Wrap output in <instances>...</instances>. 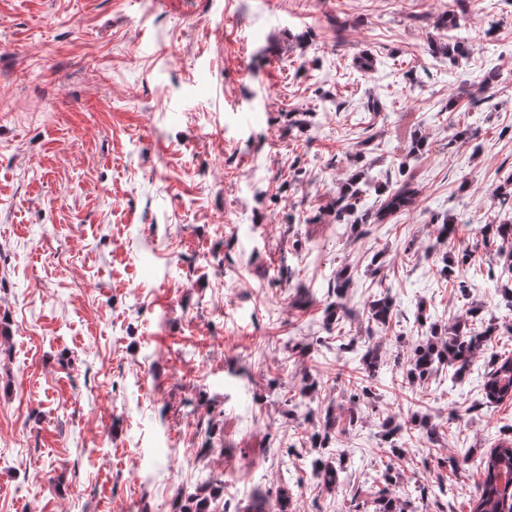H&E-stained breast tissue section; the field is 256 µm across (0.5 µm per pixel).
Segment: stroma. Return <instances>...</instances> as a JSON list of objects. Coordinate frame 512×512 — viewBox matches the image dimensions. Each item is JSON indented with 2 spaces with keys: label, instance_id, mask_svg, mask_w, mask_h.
Masks as SVG:
<instances>
[{
  "label": "stroma",
  "instance_id": "stroma-1",
  "mask_svg": "<svg viewBox=\"0 0 512 512\" xmlns=\"http://www.w3.org/2000/svg\"><path fill=\"white\" fill-rule=\"evenodd\" d=\"M446 11L460 26L436 27ZM304 112L310 127L289 125ZM360 168V212L404 179L414 209L336 223ZM511 177L512 0H0V512H178L203 483L208 512L258 496L278 512L285 485L290 512H370L381 492L469 512L479 471L436 462L489 451L512 401L472 407L489 354L453 392L447 368L411 384L404 365L474 305L512 351V238L480 235ZM465 248L475 263L441 277ZM344 269L354 315L330 325ZM381 293L383 329L367 318ZM352 338L379 344L374 379ZM389 414L442 436L392 456ZM319 455L345 458L344 484L326 489ZM364 176V170H360L339 184L336 195L330 202V212H333L336 223L342 224V221L350 220V217L354 216L357 202L364 192L360 186Z\"/></svg>",
  "mask_w": 512,
  "mask_h": 512
}]
</instances>
